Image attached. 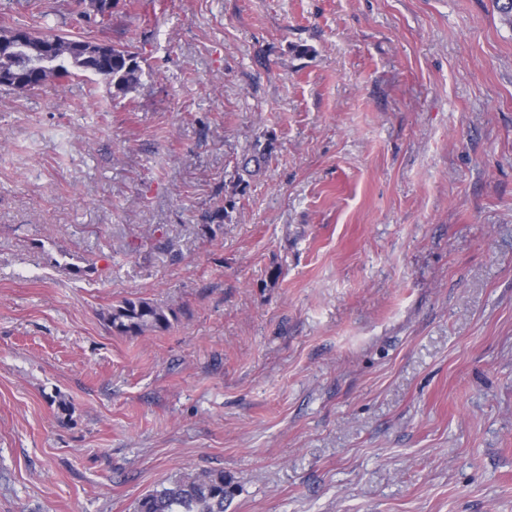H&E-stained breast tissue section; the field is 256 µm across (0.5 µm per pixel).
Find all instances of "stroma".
Returning <instances> with one entry per match:
<instances>
[{"instance_id": "1", "label": "stroma", "mask_w": 512, "mask_h": 512, "mask_svg": "<svg viewBox=\"0 0 512 512\" xmlns=\"http://www.w3.org/2000/svg\"><path fill=\"white\" fill-rule=\"evenodd\" d=\"M68 3L0 0V28L127 46L143 75L0 91V512H134L202 469L225 512H512L493 0ZM137 298L176 320L114 333ZM273 150V143L268 140L261 144L259 141L255 144L250 157L245 158L241 166H237L236 175L233 181H230V187L227 190L224 187V208L218 209L208 217L211 224H224L232 220V213L236 209L237 199L247 194L250 187V180L259 173L266 162L267 157ZM253 164V169H249ZM242 171V173L239 172ZM246 175V178L244 177Z\"/></svg>"}]
</instances>
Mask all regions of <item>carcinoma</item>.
<instances>
[{"instance_id":"obj_1","label":"carcinoma","mask_w":512,"mask_h":512,"mask_svg":"<svg viewBox=\"0 0 512 512\" xmlns=\"http://www.w3.org/2000/svg\"><path fill=\"white\" fill-rule=\"evenodd\" d=\"M39 40L33 38L25 44H16L10 50L0 49V72H20L26 76L22 91L40 88L54 80L65 85L69 80L90 72L94 66L97 76L112 79V87L124 95L135 91L140 83L142 69L137 53L127 47L112 49V56L98 61L89 54H55L42 56L37 53ZM273 150L272 141L256 143L252 154L238 167L230 187L224 193V208L208 217L211 224H224L232 220L237 199L247 194L250 180L259 173ZM175 312L167 313L154 303L140 299H125L112 308L110 322L119 334L141 335L147 331L166 328ZM229 482L224 471L190 473L167 486L143 495L135 512H224V499Z\"/></svg>"}]
</instances>
